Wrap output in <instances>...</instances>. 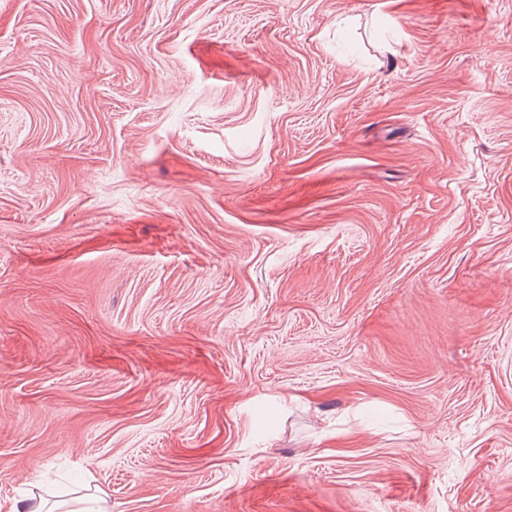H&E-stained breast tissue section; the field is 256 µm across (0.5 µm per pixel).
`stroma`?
I'll list each match as a JSON object with an SVG mask.
<instances>
[{
    "instance_id": "stroma-1",
    "label": "stroma",
    "mask_w": 512,
    "mask_h": 512,
    "mask_svg": "<svg viewBox=\"0 0 512 512\" xmlns=\"http://www.w3.org/2000/svg\"><path fill=\"white\" fill-rule=\"evenodd\" d=\"M512 512V0H0V512Z\"/></svg>"
}]
</instances>
